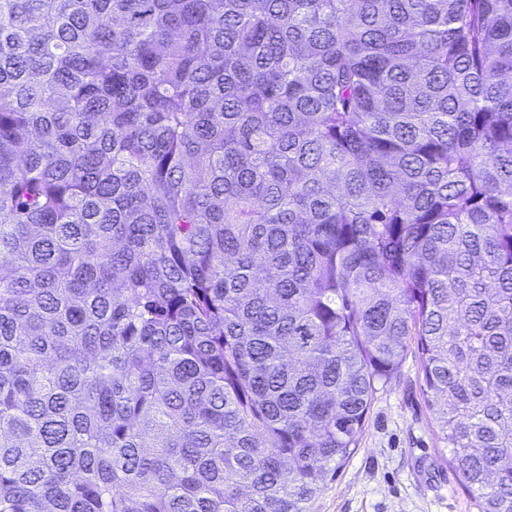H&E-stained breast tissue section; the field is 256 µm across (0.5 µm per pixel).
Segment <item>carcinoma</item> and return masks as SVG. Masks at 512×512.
<instances>
[{
	"label": "carcinoma",
	"mask_w": 512,
	"mask_h": 512,
	"mask_svg": "<svg viewBox=\"0 0 512 512\" xmlns=\"http://www.w3.org/2000/svg\"><path fill=\"white\" fill-rule=\"evenodd\" d=\"M412 343L512 512V0H0V512H310Z\"/></svg>",
	"instance_id": "1"
}]
</instances>
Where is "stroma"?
<instances>
[{
    "label": "stroma",
    "mask_w": 512,
    "mask_h": 512,
    "mask_svg": "<svg viewBox=\"0 0 512 512\" xmlns=\"http://www.w3.org/2000/svg\"><path fill=\"white\" fill-rule=\"evenodd\" d=\"M420 375L409 348L376 391L356 452L327 478L310 512H477L438 440Z\"/></svg>",
    "instance_id": "1"
}]
</instances>
